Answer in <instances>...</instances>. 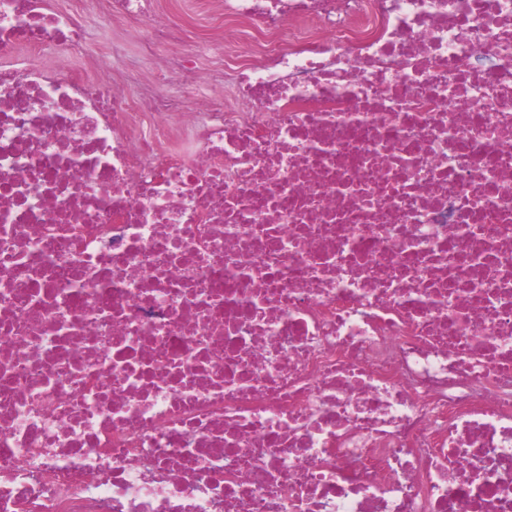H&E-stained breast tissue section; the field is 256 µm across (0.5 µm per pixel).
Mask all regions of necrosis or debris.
<instances>
[{
    "label": "necrosis or debris",
    "instance_id": "1",
    "mask_svg": "<svg viewBox=\"0 0 512 512\" xmlns=\"http://www.w3.org/2000/svg\"><path fill=\"white\" fill-rule=\"evenodd\" d=\"M224 18L154 89L0 68V512H512V0ZM196 66L198 69L212 72L215 75L216 81L213 86V93L215 96L229 97V84H228V72L229 70L224 67V58L214 57L211 55L202 56L196 60Z\"/></svg>",
    "mask_w": 512,
    "mask_h": 512
}]
</instances>
